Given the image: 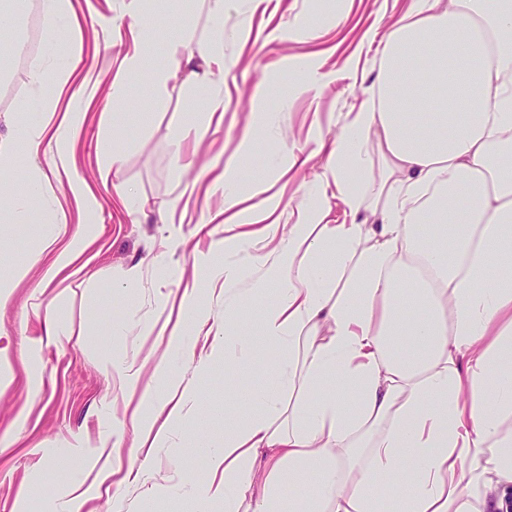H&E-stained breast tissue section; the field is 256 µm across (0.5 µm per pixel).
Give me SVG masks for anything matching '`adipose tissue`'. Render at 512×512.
<instances>
[{"label": "adipose tissue", "mask_w": 512, "mask_h": 512, "mask_svg": "<svg viewBox=\"0 0 512 512\" xmlns=\"http://www.w3.org/2000/svg\"><path fill=\"white\" fill-rule=\"evenodd\" d=\"M45 44L76 31L70 0H39ZM379 80L333 141L321 190L348 214L324 223L305 211L281 228L252 214L251 229L224 239L251 250L264 270L242 287V268L224 265V312L267 292L263 340L280 351L277 384H234L244 405L224 412L210 455L223 468V512H512V0H412L383 34ZM203 57L206 86L224 72L215 33L198 51L177 50L150 81L164 92L171 70ZM35 91L70 90L66 112L53 99L43 117L0 139V165L24 149L35 167L25 196L0 211L27 220L31 204L60 209L46 186L65 173L77 205L97 197L73 166L95 80L82 51L47 61L29 76ZM379 173L351 184L370 156ZM46 167H38V158ZM97 241L85 225L24 258L16 281L36 275L45 290L83 270ZM189 330L170 336L160 388L144 391L133 447L169 453L167 429L198 396L179 391V366L199 337L223 328L213 356L251 357L250 337L218 325L187 299ZM296 403L284 402L285 393Z\"/></svg>", "instance_id": "adipose-tissue-1"}]
</instances>
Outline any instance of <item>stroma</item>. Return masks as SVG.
I'll list each match as a JSON object with an SVG mask.
<instances>
[{
	"instance_id": "stroma-1",
	"label": "stroma",
	"mask_w": 512,
	"mask_h": 512,
	"mask_svg": "<svg viewBox=\"0 0 512 512\" xmlns=\"http://www.w3.org/2000/svg\"><path fill=\"white\" fill-rule=\"evenodd\" d=\"M81 20L83 57L93 64L99 82L93 89L75 162L94 189L99 208L94 216L79 210L66 184L52 189L63 203L68 233L94 220L100 253L80 273L38 292L34 279L17 285L7 308L0 309V512H56L60 503L75 499L76 512H141L147 495H154L157 512H188L182 500L168 496L179 483L206 490L220 478L206 448L193 446L197 414L209 417L210 439L224 436V408L236 400L225 388L228 378H250L258 387L273 385L276 356L258 346L247 362H215L199 373L198 360L209 348L198 344L193 360L180 372L183 387L199 396L191 412L169 430L171 444L186 450L182 460L166 455L149 459L138 482H124L130 445L115 446L114 435L131 433V415L123 408L126 387L110 368L113 361L135 360L140 389L157 387L155 367L167 351L168 339L180 323L184 294H196L206 310L224 312V286L207 281L201 260L251 264L248 253L211 254L213 242L229 235L228 225L213 217L225 207L223 194L185 192L173 171V155L181 153L190 168L187 179L204 183L231 161H240V196L244 206L271 213L280 223L295 224L314 199L328 162L327 146L335 140L349 112L355 111L362 89L377 76L363 51L366 32L374 21L389 24L410 0H280L275 14L251 11L247 0L224 5V58L227 77H214L210 89L190 93L193 78L180 70L163 96H155L142 79L125 80L122 109H107L112 98V62L127 44L111 52L98 50L106 32L127 29L130 19L123 0H72ZM143 19L153 42L146 64L164 68L182 42L204 41L212 27L207 0H144ZM325 23L312 36L308 23ZM12 27L0 39V138L9 136L17 120L33 118L18 111L30 96L28 69L10 65L18 39ZM216 101L220 121L204 137H196L201 113L189 100ZM188 130L182 145H174L175 129ZM113 133L121 156L118 172L102 176L99 159L104 130ZM261 140V154L239 157L245 130ZM135 187L146 202L143 212L129 214L119 185ZM168 212L159 223V212ZM51 226L36 217L25 224L0 223V276L39 252ZM171 266L176 275L165 280L155 261ZM133 287H126V280ZM63 321L66 333L48 342L41 327L48 313Z\"/></svg>"
}]
</instances>
